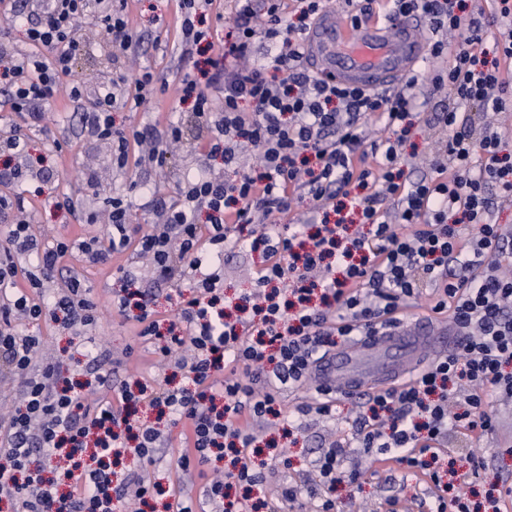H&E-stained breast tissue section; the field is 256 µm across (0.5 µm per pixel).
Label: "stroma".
Segmentation results:
<instances>
[{"instance_id": "obj_1", "label": "stroma", "mask_w": 512, "mask_h": 512, "mask_svg": "<svg viewBox=\"0 0 512 512\" xmlns=\"http://www.w3.org/2000/svg\"><path fill=\"white\" fill-rule=\"evenodd\" d=\"M132 27L137 40L135 50L113 55L102 47L94 35V22L84 19L81 33L88 41V48L74 65L75 77L89 87L96 88L106 83L111 74L123 69L136 74L151 69L167 81L165 91L157 93L150 104L136 111L117 109L113 114L116 125L154 127L164 129L174 114L171 110L176 87L186 72L192 68V61H181L174 48L175 18L178 0H132L130 5ZM67 139L63 152L52 148L54 139ZM28 160L37 168L58 171L56 180L44 183L30 180L19 186L18 191L32 200L35 210L32 214L34 232L46 240L71 239L78 236L105 237L107 226L104 221L82 224L67 210L57 208V196L68 194L85 197L88 208L100 210L104 198L112 193L124 191L130 181L143 178L155 184L164 197H172L179 178L195 172L202 163L195 141H188L173 148L164 170L129 167L121 171L113 167L109 145L93 141L80 132L78 116L73 103L60 99L55 103L44 131L30 133ZM94 172L97 182L87 188L76 179L77 171ZM64 270L58 271L55 280L63 282L66 268L78 271L98 302L101 314L97 325L87 335L75 336L51 321L20 325L23 333H34L42 338L40 360H61L69 367H76L85 346H92L95 353H105L112 359L122 361L128 375L155 383L165 382L172 376L168 367L155 363L153 346L139 338L132 323L120 315L111 305L112 291L119 283L112 268L81 264L77 259L64 261ZM261 265L259 255L239 250L224 254V300L234 302L235 298L251 286V277ZM315 380L303 385L280 390L278 399L283 414L293 415L299 427L294 437L283 440L286 461L266 460L263 470L268 477L262 494L266 502L260 512H315L317 503L302 499L296 502L281 496L282 487L299 483L311 476L314 462L329 435L348 440L349 445L343 458L347 468L368 471L360 486L346 485L337 488L336 508L338 512H387V502L396 497L403 512H423L421 501L427 495V485L405 470H391L385 464L364 455L357 445L351 444L353 430L350 422L367 410L364 398L338 395L339 418L328 421L315 413L299 414L301 406L313 403ZM499 424L496 430L480 440L473 441L462 435L451 437L449 445L455 450V468L458 472L468 469L466 457L470 450H478L485 460L486 468L476 483V491H484L491 484L512 482V456L504 454L505 446L512 444V403L499 406ZM181 445L179 429H171L167 447L157 456L154 467L156 477L170 484L177 493L199 498L206 483L198 474L182 475L175 468V452Z\"/></svg>"}]
</instances>
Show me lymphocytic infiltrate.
<instances>
[{
    "label": "lymphocytic infiltrate",
    "mask_w": 512,
    "mask_h": 512,
    "mask_svg": "<svg viewBox=\"0 0 512 512\" xmlns=\"http://www.w3.org/2000/svg\"><path fill=\"white\" fill-rule=\"evenodd\" d=\"M213 2L179 0L181 44L211 54L182 77L174 109L188 111L206 131L204 152L208 162L223 160V174L201 165L168 203L148 183L133 184L158 217L136 237L122 193L105 203L106 239L52 242L33 232L22 198L0 196V365L25 387L8 416L0 415L8 448L0 499L15 512H124L128 496L143 504L162 496L165 512H197L192 498L139 476L154 465L162 437L160 429L131 420L133 407L145 402L168 426L185 428L177 451L181 472L211 468L204 487L211 512H257L251 494L265 476L252 460L253 427L277 416L279 388L312 378L338 340L396 322L409 301L424 297L432 313L449 315L462 341L412 381L371 395L368 414L355 420L356 440L365 451H378L383 463L425 477L429 512H499L511 485H492L481 504L455 489L479 480L478 453L452 483L433 465L447 454L449 432L481 438L495 428L494 404L512 401V274L498 260L512 247V233L493 220L495 199L512 200V154L501 151L512 129L476 130L467 116L473 105L512 112V80L503 76L512 60V0L486 7L481 0H386L389 12L423 18L428 54L439 63L430 79L411 74L388 96L336 85L306 66L300 41L327 0H293L289 8L283 0H240L236 31L219 45L205 26ZM91 13L101 41L130 49L128 0L0 6L1 17L25 27L21 49L0 31L6 102L27 131H39L53 104L67 98L81 104L82 132L110 146L114 166L125 168L134 158L163 167L170 147L182 140L181 121L155 135L115 126L112 117L116 102L132 110L148 102L157 92L156 74H113L90 106L82 104L86 88L72 65L87 43L75 22ZM491 25L500 35L490 43ZM259 40L267 44V61L253 64ZM425 80L448 106L426 121L435 156L428 174L414 180L406 173L405 145L419 115L415 89ZM370 115L384 137L366 134ZM26 133L0 135L1 186L53 178L25 163ZM308 202L318 214L316 231L274 222V214ZM404 224L409 232H401ZM230 248L262 258L233 320L219 296L222 268L202 267L204 257L221 258ZM129 250L149 258L158 278L193 288L172 313L159 314L137 287V268L127 265L118 267L121 287L112 294L118 312L136 310L138 335L154 343L159 363L170 364L177 350L189 352V382L134 390L128 380L113 381L111 363L98 361L89 375L116 400L92 407L84 382L68 377L63 362L35 363L42 339L20 333L17 324L47 318L77 334L87 331L99 310L79 274L52 292L47 282L65 256L96 265ZM228 451L230 468H217ZM344 455L340 443L329 442L314 478L284 487V497L303 494L319 499V512H335L337 486L361 477L343 468ZM235 486L244 493L232 501L227 491Z\"/></svg>",
    "instance_id": "lymphocytic-infiltrate-1"
}]
</instances>
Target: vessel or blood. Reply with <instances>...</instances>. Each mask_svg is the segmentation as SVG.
Here are the masks:
<instances>
[{"mask_svg":"<svg viewBox=\"0 0 512 512\" xmlns=\"http://www.w3.org/2000/svg\"><path fill=\"white\" fill-rule=\"evenodd\" d=\"M301 47L307 63L321 75L367 89L404 80L426 51L413 19L399 16L354 22L337 19L329 10L304 36ZM459 342L455 328L421 318L336 348L317 365L314 377L355 395L392 387L406 380L423 358L445 355Z\"/></svg>","mask_w":512,"mask_h":512,"instance_id":"1","label":"vessel or blood"}]
</instances>
